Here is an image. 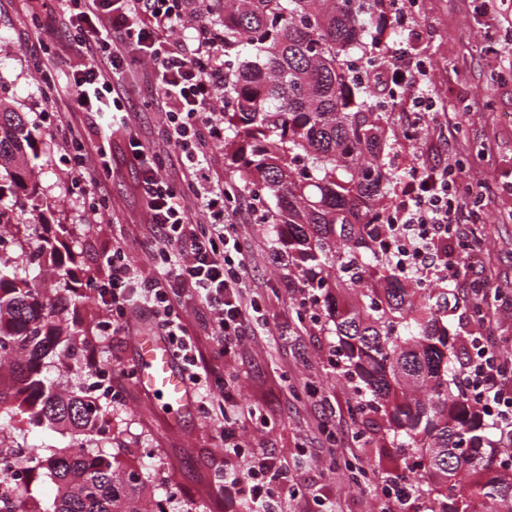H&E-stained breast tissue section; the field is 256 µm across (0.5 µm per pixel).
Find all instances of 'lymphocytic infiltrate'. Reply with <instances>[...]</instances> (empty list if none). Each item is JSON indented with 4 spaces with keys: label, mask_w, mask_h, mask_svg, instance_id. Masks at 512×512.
Instances as JSON below:
<instances>
[{
    "label": "lymphocytic infiltrate",
    "mask_w": 512,
    "mask_h": 512,
    "mask_svg": "<svg viewBox=\"0 0 512 512\" xmlns=\"http://www.w3.org/2000/svg\"><path fill=\"white\" fill-rule=\"evenodd\" d=\"M54 17L80 50V62L68 81L74 108L95 115L102 128L120 120L125 112L122 74L149 63L155 93L167 107L165 140L181 156L191 181L206 179L205 142L224 133V101L214 93L224 77V46L213 29L204 20H189L183 0H55ZM187 28L191 36L179 38V31ZM386 65L393 80L414 89L406 125L422 129L434 117L424 61L395 49ZM130 148L138 166L136 189L152 228L150 252L157 274L140 278L124 250L116 247L87 281L113 335H122L137 319L168 339L196 389L201 411H208L212 391H219L224 414L217 429L224 465L218 488L235 497L238 512H276L288 497V484L275 482L278 466L273 458L243 453L242 407L235 391L208 369L182 316L186 298L207 308L225 364L235 361L255 304L247 293L248 263L235 216L222 207L229 190L216 186L187 203L183 186L161 175L159 156L150 145L134 137ZM453 173L449 162L419 163L399 187L394 221L414 244L418 271L456 284L465 270L448 252L449 235L459 231L463 209L460 194L450 187ZM193 206L209 214L208 226L192 223ZM473 346L479 360L472 374L483 400L493 403L497 421L512 422L507 362L488 337H475Z\"/></svg>",
    "instance_id": "obj_1"
}]
</instances>
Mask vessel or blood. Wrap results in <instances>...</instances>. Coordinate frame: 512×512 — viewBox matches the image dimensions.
<instances>
[{
  "label": "vessel or blood",
  "mask_w": 512,
  "mask_h": 512,
  "mask_svg": "<svg viewBox=\"0 0 512 512\" xmlns=\"http://www.w3.org/2000/svg\"><path fill=\"white\" fill-rule=\"evenodd\" d=\"M137 385L150 395L163 399L176 413L191 411L194 394L184 380L169 344L161 338L146 336L137 343Z\"/></svg>",
  "instance_id": "b4317fda"
}]
</instances>
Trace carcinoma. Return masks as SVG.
Returning a JSON list of instances; mask_svg holds the SVG:
<instances>
[{
  "instance_id": "cac0c4a2",
  "label": "carcinoma",
  "mask_w": 512,
  "mask_h": 512,
  "mask_svg": "<svg viewBox=\"0 0 512 512\" xmlns=\"http://www.w3.org/2000/svg\"><path fill=\"white\" fill-rule=\"evenodd\" d=\"M390 0H224V129L237 148L240 179L272 207L261 223L288 233V257L302 287L323 301L337 338L335 356L356 381L352 406L364 433L397 442L392 481L415 492L429 479L425 512H512V429L488 437L478 407L458 389L464 364L450 344L445 312L452 292L396 273L387 213L400 175L385 168V103L396 100L379 74L378 35ZM39 153L22 112L0 111L4 191L25 192L29 212L50 223L39 192ZM0 226L17 247L28 225L0 207ZM39 254L54 268L50 284L0 257V512H164L153 482L100 451L107 403L81 386L60 388L45 372L81 366L79 324L65 317L83 303L72 256L55 222ZM69 436L26 467L56 485L50 503L28 506L8 481L10 449L24 426Z\"/></svg>"
}]
</instances>
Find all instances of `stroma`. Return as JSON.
<instances>
[{
    "label": "stroma",
    "mask_w": 512,
    "mask_h": 512,
    "mask_svg": "<svg viewBox=\"0 0 512 512\" xmlns=\"http://www.w3.org/2000/svg\"><path fill=\"white\" fill-rule=\"evenodd\" d=\"M36 2L0 0V99L26 113L35 127L41 196L72 229L66 245L78 276L94 272L118 244L143 277H153L128 138L134 131L151 145L162 144L164 109L147 84L149 72L138 65L124 81L128 126L109 140L110 171H93L89 183L71 180L67 170L74 153L59 145L58 123L71 124L88 145L98 144L99 129L93 116L73 109L58 79L77 62L78 49L66 33L36 35ZM415 16L401 44L427 58L439 114L409 140L403 108L390 111L386 164L400 172L421 158L437 163L450 156L459 162L458 180L470 186L475 201L464 226L472 233L475 224L485 227L483 234L473 233V272L490 303L473 313L479 297L470 287L458 289L465 304L454 310L448 327L454 334L473 329L488 334L512 362V58L504 53L512 38L505 23L512 17V0H496L490 8L482 0H416ZM236 231L259 310L232 370H225L224 355L208 335L209 311L191 302L183 314L209 367L238 383L241 403L256 411L242 444L263 449L288 468L298 485L288 512H373L389 463L357 435L350 413L354 384L336 366V338L324 310L313 305L300 314L302 294L288 284L292 266L270 261L279 244L257 213L240 214ZM145 333L140 323H132L125 335L100 349L98 375L112 383V434L122 442L114 454L149 472L166 512L194 505L228 512L214 483L224 462V446L211 423L221 414L219 404H212L209 416L177 419L119 375L134 370L137 339Z\"/></svg>",
    "instance_id": "1"
}]
</instances>
